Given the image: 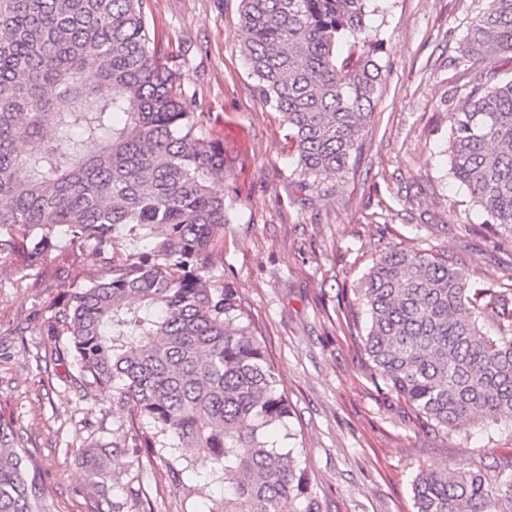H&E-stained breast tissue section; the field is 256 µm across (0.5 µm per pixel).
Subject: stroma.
Listing matches in <instances>:
<instances>
[{
    "instance_id": "obj_1",
    "label": "stroma",
    "mask_w": 512,
    "mask_h": 512,
    "mask_svg": "<svg viewBox=\"0 0 512 512\" xmlns=\"http://www.w3.org/2000/svg\"><path fill=\"white\" fill-rule=\"evenodd\" d=\"M486 0H376L366 19L382 39L383 82L356 165L333 190L304 191L288 127L264 107L238 43L239 0H148L149 19L176 55L185 107L224 145L229 206L224 276L249 311L303 436L322 512H413L418 468L470 470L512 456V431L482 422L435 432L368 378L347 328L360 304L352 284L389 248L457 258L471 280L512 289V231L490 228L450 173L452 113L489 75L459 46ZM101 271L89 248L63 239L34 267L0 257V417L40 467L52 512H209L224 494L199 460L173 487L163 461L126 457L134 497L100 496L90 449L149 431L84 378L62 330H51L61 291Z\"/></svg>"
}]
</instances>
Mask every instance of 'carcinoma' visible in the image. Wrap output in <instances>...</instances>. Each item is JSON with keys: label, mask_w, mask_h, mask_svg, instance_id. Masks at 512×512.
I'll list each match as a JSON object with an SVG mask.
<instances>
[{"label": "carcinoma", "mask_w": 512, "mask_h": 512, "mask_svg": "<svg viewBox=\"0 0 512 512\" xmlns=\"http://www.w3.org/2000/svg\"><path fill=\"white\" fill-rule=\"evenodd\" d=\"M372 0H240L239 47L261 102L282 114L305 186L360 155L382 87ZM147 0H0V255L28 263L65 237L101 276L55 314L91 384L150 421L132 447L181 486L190 456L233 476L209 512H321L292 409L237 289L220 270L224 147L183 108V79L151 31ZM512 55V0H488L461 44ZM450 172L491 223L512 228V78L490 77L448 136ZM122 227L149 241L126 253ZM354 294L371 380L431 429L512 425V290L470 284L458 259L391 249ZM482 470L421 468L414 512H512V457ZM0 512H51L36 465L0 418Z\"/></svg>", "instance_id": "cac0c4a2"}]
</instances>
